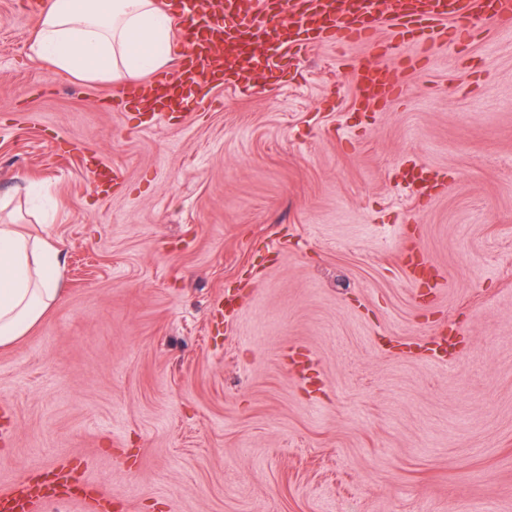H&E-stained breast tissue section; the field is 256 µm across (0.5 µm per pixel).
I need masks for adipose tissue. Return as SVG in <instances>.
<instances>
[{
	"instance_id": "1",
	"label": "adipose tissue",
	"mask_w": 512,
	"mask_h": 512,
	"mask_svg": "<svg viewBox=\"0 0 512 512\" xmlns=\"http://www.w3.org/2000/svg\"><path fill=\"white\" fill-rule=\"evenodd\" d=\"M172 12L157 0H44L30 52L62 73L119 87L168 66ZM58 251L0 224V346L25 336L58 301Z\"/></svg>"
}]
</instances>
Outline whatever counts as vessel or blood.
Listing matches in <instances>:
<instances>
[{
    "label": "vessel or blood",
    "instance_id": "1",
    "mask_svg": "<svg viewBox=\"0 0 512 512\" xmlns=\"http://www.w3.org/2000/svg\"><path fill=\"white\" fill-rule=\"evenodd\" d=\"M332 2L208 0L207 8L184 9L178 17V31L186 52L174 71L127 88L113 98L112 105L139 107L157 120L169 122L208 83L222 80L252 88L258 70L281 67V60L259 57V46L278 44L295 60L316 45L357 44L371 47L377 58L352 67L365 89L356 103L360 110L377 112L395 97L400 86L384 62L388 47L377 39L383 22L391 24L405 68L412 65L414 51L448 42H471L488 21L512 23V0H391L388 11L367 18L347 8L332 10ZM247 36L253 38L255 51L237 52V45ZM72 482L70 472L48 470L22 480L10 492H0V503L66 500Z\"/></svg>",
    "mask_w": 512,
    "mask_h": 512
}]
</instances>
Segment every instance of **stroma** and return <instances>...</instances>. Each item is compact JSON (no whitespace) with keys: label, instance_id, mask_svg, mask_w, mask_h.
I'll use <instances>...</instances> for the list:
<instances>
[{"label":"stroma","instance_id":"35a3bbf8","mask_svg":"<svg viewBox=\"0 0 512 512\" xmlns=\"http://www.w3.org/2000/svg\"><path fill=\"white\" fill-rule=\"evenodd\" d=\"M37 5L0 0V219L57 243L62 293L0 347V490L69 465L92 499L32 512H512V28L427 49L381 112L367 48L315 46L148 123L30 57Z\"/></svg>","mask_w":512,"mask_h":512}]
</instances>
